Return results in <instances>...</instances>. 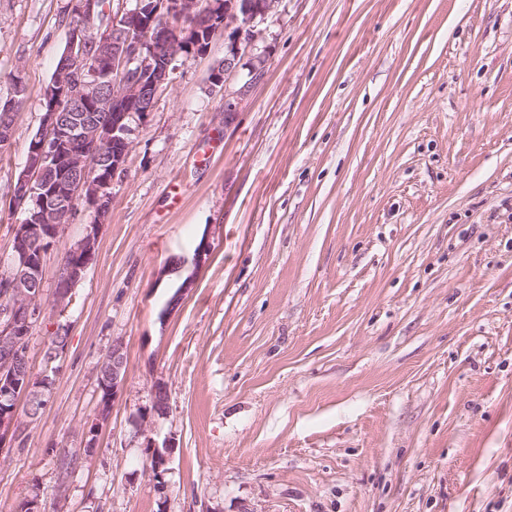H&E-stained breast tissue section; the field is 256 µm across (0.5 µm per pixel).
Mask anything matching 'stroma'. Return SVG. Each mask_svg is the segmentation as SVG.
Wrapping results in <instances>:
<instances>
[{
	"label": "stroma",
	"mask_w": 512,
	"mask_h": 512,
	"mask_svg": "<svg viewBox=\"0 0 512 512\" xmlns=\"http://www.w3.org/2000/svg\"><path fill=\"white\" fill-rule=\"evenodd\" d=\"M72 6L0 0V102L25 87L0 149V271ZM258 29L225 88L219 36L132 121L62 312L89 214L45 254L32 373L57 329L68 348L24 447L0 451V512L34 491L46 512H512V0H278ZM158 379L169 412L136 435ZM150 440L174 446L164 499ZM127 368V355L123 342L115 340L112 348L103 357L99 366V383L112 382V406L118 388L124 379Z\"/></svg>",
	"instance_id": "stroma-1"
}]
</instances>
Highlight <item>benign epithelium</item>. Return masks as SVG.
I'll use <instances>...</instances> for the list:
<instances>
[{
	"mask_svg": "<svg viewBox=\"0 0 512 512\" xmlns=\"http://www.w3.org/2000/svg\"><path fill=\"white\" fill-rule=\"evenodd\" d=\"M112 13L107 24H94L99 0H75L65 55L71 66L56 73L44 90V115L32 139L24 169L13 185L11 201L24 219L14 228L10 266L0 280V450L20 448L28 427L47 404L50 377H35L27 364V342L39 322L42 259L55 245L79 207L90 212L84 236L69 247L79 257L60 271L62 287L53 301L65 309L73 286L91 261L99 230L112 206V177L123 168L130 149V120H145L159 90L170 81L171 66L206 52L192 25L183 22L205 9L208 40L224 35L231 56L210 73L212 87L233 74L235 59L248 53L258 38L257 24L275 8L276 0H131ZM99 47L93 65L88 49ZM127 368L122 341L99 366V383H112L117 394ZM26 405L18 416L19 400ZM152 470L161 490L173 446Z\"/></svg>",
	"mask_w": 512,
	"mask_h": 512,
	"instance_id": "1",
	"label": "benign epithelium"
}]
</instances>
